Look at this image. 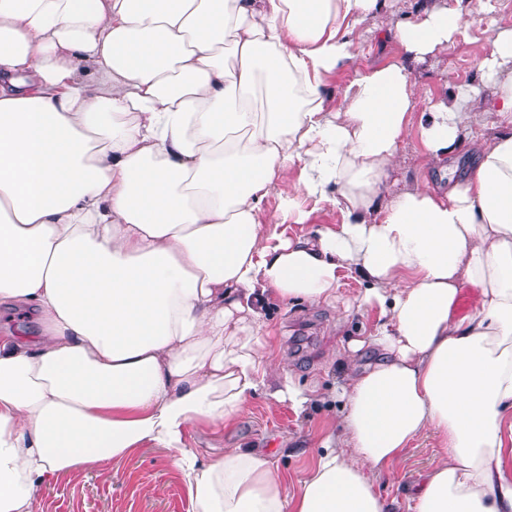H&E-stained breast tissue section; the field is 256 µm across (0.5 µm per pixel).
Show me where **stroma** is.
Instances as JSON below:
<instances>
[{
	"instance_id": "obj_1",
	"label": "stroma",
	"mask_w": 512,
	"mask_h": 512,
	"mask_svg": "<svg viewBox=\"0 0 512 512\" xmlns=\"http://www.w3.org/2000/svg\"><path fill=\"white\" fill-rule=\"evenodd\" d=\"M421 2L391 0V13L376 16L365 32L359 59L326 77L328 96H339L346 85L370 67L402 61V49L390 20L415 18ZM483 53L480 13L475 10L467 18L466 35L449 44L447 51L416 66L412 78L419 90L430 91L435 97L466 84L491 94L492 88L484 83L478 68ZM360 290V283L346 276L334 303L270 306L268 318L278 354L305 390L320 393L344 387L346 371L335 364L333 357L376 320L375 311L348 310V302ZM343 404L340 397L319 401L299 414L291 404L261 392L249 401L237 425L225 431L223 438L214 440L200 431L194 445L202 448L210 441L222 449L254 445L278 473L287 475L289 487L294 488L304 478L321 440L333 431ZM441 453L436 436L425 432L410 443L393 472L377 476L378 490L395 501L397 512H407V503L422 475L438 463ZM36 512H189V503L167 452L142 448L113 463L108 472L90 468L63 476L42 491Z\"/></svg>"
}]
</instances>
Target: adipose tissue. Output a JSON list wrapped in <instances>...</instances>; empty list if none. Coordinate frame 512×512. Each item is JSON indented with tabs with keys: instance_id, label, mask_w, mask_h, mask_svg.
Returning <instances> with one entry per match:
<instances>
[{
	"instance_id": "obj_1",
	"label": "adipose tissue",
	"mask_w": 512,
	"mask_h": 512,
	"mask_svg": "<svg viewBox=\"0 0 512 512\" xmlns=\"http://www.w3.org/2000/svg\"><path fill=\"white\" fill-rule=\"evenodd\" d=\"M386 2L0 0V310L33 318L0 331V512L146 446L190 512H390L374 477L428 431L444 455L410 512H512V29L483 28L491 97L422 111L414 66L464 32L463 0H425L395 23L402 62L330 99ZM487 114L496 134L474 138ZM414 129L438 179L401 186ZM275 185L277 227L306 198L341 224L265 233ZM348 273L378 318L298 488L252 448L191 447L262 389L304 410L266 309L334 302Z\"/></svg>"
}]
</instances>
